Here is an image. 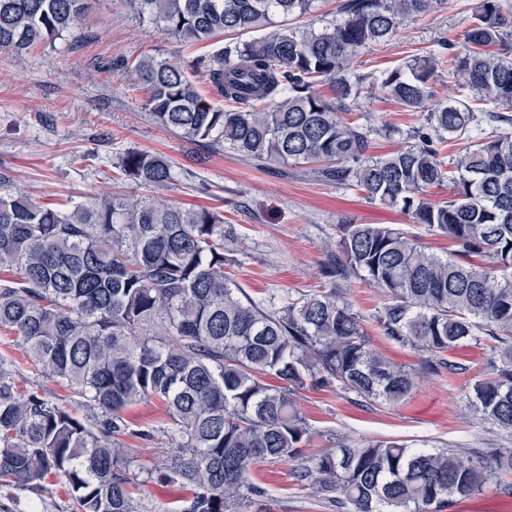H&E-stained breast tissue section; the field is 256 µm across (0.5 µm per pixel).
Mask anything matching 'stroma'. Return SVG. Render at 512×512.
I'll use <instances>...</instances> for the list:
<instances>
[{"mask_svg":"<svg viewBox=\"0 0 512 512\" xmlns=\"http://www.w3.org/2000/svg\"><path fill=\"white\" fill-rule=\"evenodd\" d=\"M476 0H439L433 12L405 22L387 43L359 50L352 67L380 76L411 56L438 52L444 41L471 24ZM75 47L65 41L43 44L21 56L0 55V172L7 188L40 205H73L110 193L219 210L235 230L229 248L236 260L232 272L255 300L273 295L297 297L328 287L326 267L340 251V224H394L427 251L446 256L454 245L411 222L400 209L371 202L358 188L314 173L310 166L258 162L227 147L211 148L185 141L163 130L143 107L144 94L131 65L152 55L180 62L205 98H214L203 69L191 63L209 58L228 43L222 35L188 44L126 10L119 0H97L84 18ZM345 121L370 126V153L385 155L404 146L419 113L408 112L382 93L361 92ZM140 150L165 155L179 174L167 188L148 187L117 169L122 155ZM361 316L373 348L390 360L418 370L417 384L400 403L389 406L360 400L338 386L300 390L296 402L311 431L304 450L311 456L337 441L402 440L430 448H463L483 453L512 448V434L497 430L470 408L471 384L490 371V353L482 345L451 351L467 372H421L422 353L389 340L376 328L374 315L384 293L358 278L341 284ZM0 359L12 364L23 387L38 386L54 403L87 416L66 383L38 374L17 337L0 330ZM123 417L129 448L140 483L136 500L169 512L193 494L191 486L166 476L172 448L164 439L147 442L142 431H160L171 420L157 399L128 406ZM293 465L283 461L257 464L253 480L264 493L248 512H336L328 502L298 487ZM0 512H77L64 478L48 480L41 495L0 489Z\"/></svg>","mask_w":512,"mask_h":512,"instance_id":"35a3bbf8","label":"stroma"}]
</instances>
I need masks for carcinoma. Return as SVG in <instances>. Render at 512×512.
I'll list each match as a JSON object with an SVG mask.
<instances>
[{"mask_svg": "<svg viewBox=\"0 0 512 512\" xmlns=\"http://www.w3.org/2000/svg\"><path fill=\"white\" fill-rule=\"evenodd\" d=\"M93 2L0 0V54L74 39ZM124 3L184 42L262 32L197 60L222 109L180 63L139 59L143 106L157 124L255 160L313 165L456 244L441 257L390 225L339 224L342 258L327 276L381 289L379 330L425 354L428 372L461 374L465 365L444 353L488 347L492 370L473 383L470 407L512 433V19L500 0H477L461 42L413 56L369 85L423 117L406 145L378 158L368 155L372 129L337 118L366 80L349 75L352 59L435 0H345L342 21L319 33L286 24L313 0ZM447 65L459 78L457 98L435 102L429 82ZM323 79L331 98L315 91ZM486 126L494 136H482ZM453 141L461 147L441 154ZM119 170L146 186L176 181L170 161L146 151L126 152ZM445 184L448 199L428 198ZM231 234L224 215L207 208L107 194L59 209L0 193V270L20 274L0 279V329L14 332L36 369L67 383L90 411L83 419L39 389H18L0 360L1 487L36 494L60 475L79 512H138L133 459L119 445L128 432L122 411L158 398L176 448L170 472L196 489L180 512H244L264 494L251 471L266 460L295 463L297 486L337 512H444L491 487L512 494V483L497 481L512 473L509 448L486 457L369 440L304 458L310 431L297 390L334 384L393 405L417 373L372 347L336 287L253 300L227 272ZM268 376L281 385H268Z\"/></svg>", "mask_w": 512, "mask_h": 512, "instance_id": "obj_1", "label": "carcinoma"}]
</instances>
